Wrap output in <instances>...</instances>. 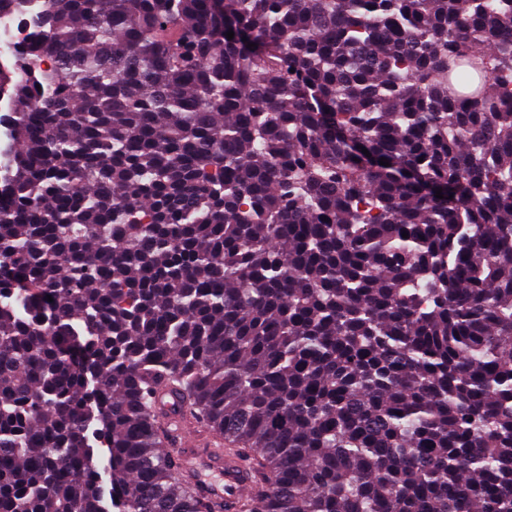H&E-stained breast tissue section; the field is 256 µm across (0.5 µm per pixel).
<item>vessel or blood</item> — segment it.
Masks as SVG:
<instances>
[{
    "mask_svg": "<svg viewBox=\"0 0 512 512\" xmlns=\"http://www.w3.org/2000/svg\"><path fill=\"white\" fill-rule=\"evenodd\" d=\"M171 440L179 448L181 471L197 477L205 497L223 504L224 512L238 507L253 487V478L242 461L218 448L207 447L202 438L176 428Z\"/></svg>",
    "mask_w": 512,
    "mask_h": 512,
    "instance_id": "b4317fda",
    "label": "vessel or blood"
}]
</instances>
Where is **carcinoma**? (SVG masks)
Listing matches in <instances>:
<instances>
[{"mask_svg":"<svg viewBox=\"0 0 512 512\" xmlns=\"http://www.w3.org/2000/svg\"><path fill=\"white\" fill-rule=\"evenodd\" d=\"M31 29L0 64V512H222L172 395L259 473L239 512H512V0Z\"/></svg>","mask_w":512,"mask_h":512,"instance_id":"obj_1","label":"carcinoma"}]
</instances>
